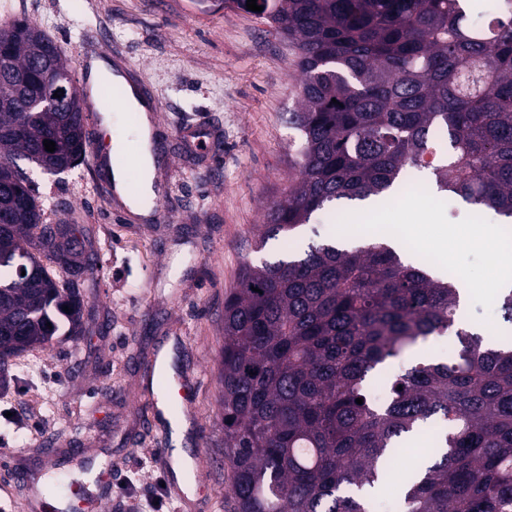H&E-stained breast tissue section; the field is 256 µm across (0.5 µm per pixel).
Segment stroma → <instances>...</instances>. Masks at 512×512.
<instances>
[{
  "label": "stroma",
  "mask_w": 512,
  "mask_h": 512,
  "mask_svg": "<svg viewBox=\"0 0 512 512\" xmlns=\"http://www.w3.org/2000/svg\"><path fill=\"white\" fill-rule=\"evenodd\" d=\"M0 26L19 19L61 46L78 73L87 29L118 53L161 105L166 132L156 147L155 182L166 196L157 223H133L111 208L103 172L91 163L61 175L25 163L49 223L81 224L101 267L85 293L84 332L52 350L31 351L40 375H15L0 395V457L28 470L68 458L111 470L105 512H178L166 484L174 478L155 450L164 437L149 426L163 391L147 384L144 366L177 341L173 369L196 383L184 448L195 488L194 512H237L233 469L224 447L218 351L224 302L245 262L274 258L287 239L256 250L268 206L285 198L294 178L288 114L296 106L295 54L262 19L221 0H14ZM212 140L199 151L194 128ZM413 189L382 207L356 210L349 225L301 227L298 242L333 238L352 249L372 236L402 235L406 261L450 270L476 291L464 307L468 324L497 343L512 334L496 305L492 258L512 240L458 244L478 224H500L489 209L435 192L413 173ZM442 238L448 250H431Z\"/></svg>",
  "instance_id": "1"
}]
</instances>
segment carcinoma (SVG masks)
I'll use <instances>...</instances> for the list:
<instances>
[{
	"instance_id": "obj_1",
	"label": "carcinoma",
	"mask_w": 512,
	"mask_h": 512,
	"mask_svg": "<svg viewBox=\"0 0 512 512\" xmlns=\"http://www.w3.org/2000/svg\"><path fill=\"white\" fill-rule=\"evenodd\" d=\"M471 2L257 0L300 76L288 118L297 173L263 239L337 202L384 200L408 169L495 211L512 234V0H494L484 24L469 20ZM12 26L0 73L1 393L14 359L82 336L70 252L92 247L76 224L48 235L45 201L19 165L79 166L86 94L75 86L42 106L33 65L64 73V51L24 20ZM497 302L512 324V287ZM460 306V277L406 262L379 238L351 250L294 244L246 264L224 303L219 360L238 512H370L363 487H385L393 450L432 421L443 432L401 487L404 512H512V346L462 327ZM448 332L450 358L411 365L386 382L384 404L372 400V373Z\"/></svg>"
}]
</instances>
